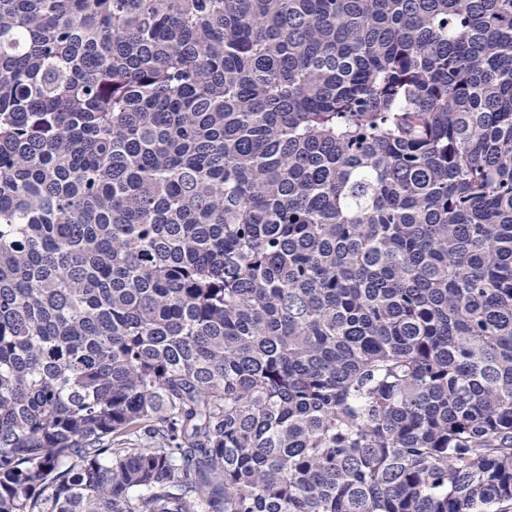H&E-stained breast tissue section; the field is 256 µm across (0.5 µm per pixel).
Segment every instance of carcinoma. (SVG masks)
Listing matches in <instances>:
<instances>
[{"label": "carcinoma", "mask_w": 512, "mask_h": 512, "mask_svg": "<svg viewBox=\"0 0 512 512\" xmlns=\"http://www.w3.org/2000/svg\"><path fill=\"white\" fill-rule=\"evenodd\" d=\"M512 0H0V512H508Z\"/></svg>", "instance_id": "1"}]
</instances>
